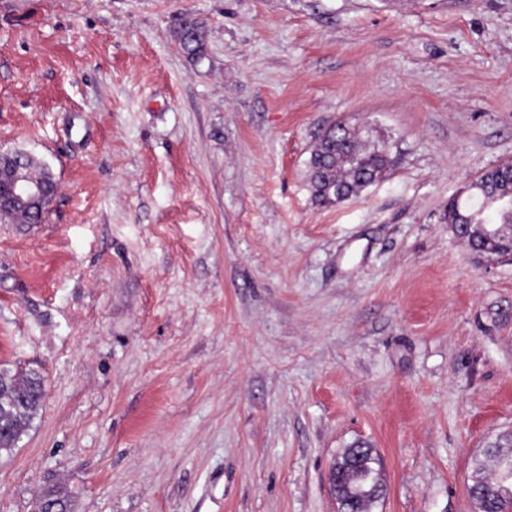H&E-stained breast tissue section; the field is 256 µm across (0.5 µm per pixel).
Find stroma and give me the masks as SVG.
I'll use <instances>...</instances> for the list:
<instances>
[{
    "mask_svg": "<svg viewBox=\"0 0 512 512\" xmlns=\"http://www.w3.org/2000/svg\"><path fill=\"white\" fill-rule=\"evenodd\" d=\"M203 24L190 60L174 31ZM371 123L391 165L338 204L307 164ZM48 165L0 221V368L45 405L0 455V512H477L512 431V263L449 201L512 162V0H0V152ZM56 502L61 504L67 512H72V498L68 491L59 487L47 488L42 491L35 499L33 512H53L51 508H45L47 502Z\"/></svg>",
    "mask_w": 512,
    "mask_h": 512,
    "instance_id": "35a3bbf8",
    "label": "stroma"
}]
</instances>
